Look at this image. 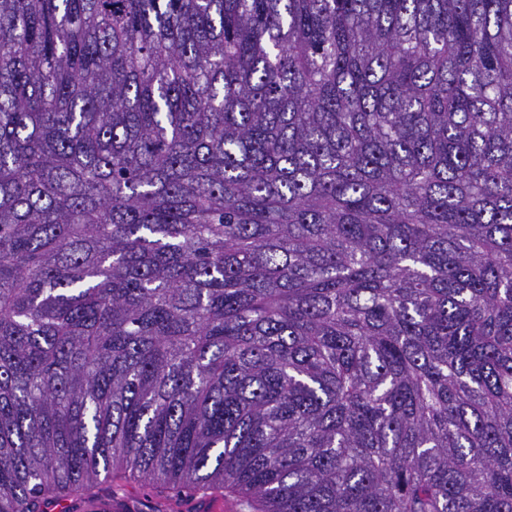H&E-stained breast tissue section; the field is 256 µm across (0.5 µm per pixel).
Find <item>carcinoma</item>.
<instances>
[{"label":"carcinoma","mask_w":512,"mask_h":512,"mask_svg":"<svg viewBox=\"0 0 512 512\" xmlns=\"http://www.w3.org/2000/svg\"><path fill=\"white\" fill-rule=\"evenodd\" d=\"M512 512V0H0V512ZM112 485L110 481H104L101 478V483L97 484L96 488L92 492L91 496L86 497L85 495H76L71 499L69 503L68 499L61 500L58 505H56V509L59 510H68V512H120L124 510V504L119 499H112L111 495ZM101 496H110V497H101L94 499L92 503L89 504L91 499L95 497ZM119 497H122L126 503L128 504L127 510L122 512H158L157 510H144L143 506L149 507L148 504L144 503V500H160L163 498L159 494H157L156 489L152 486L147 485L144 481L140 480H132L125 486L123 492L119 494ZM54 503H50L46 505V512H58L55 510ZM89 504V507H88ZM88 508V510H87Z\"/></svg>","instance_id":"1"}]
</instances>
